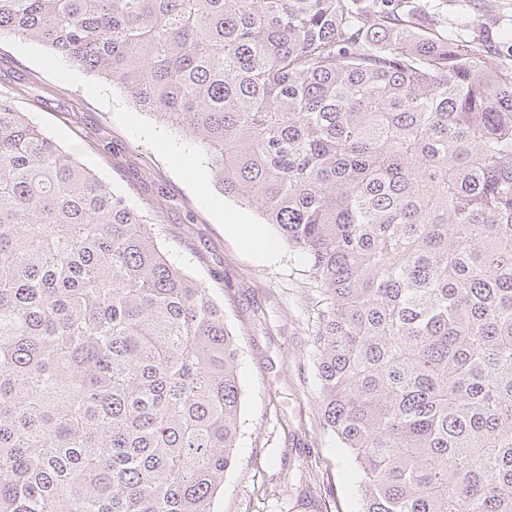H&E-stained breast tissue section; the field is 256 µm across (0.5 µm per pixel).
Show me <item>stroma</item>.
Returning <instances> with one entry per match:
<instances>
[{"label": "stroma", "instance_id": "35a3bbf8", "mask_svg": "<svg viewBox=\"0 0 512 512\" xmlns=\"http://www.w3.org/2000/svg\"><path fill=\"white\" fill-rule=\"evenodd\" d=\"M448 30L507 54L512 0H427ZM0 99L154 222L169 259L203 281L240 341L243 391L238 458L213 512H361L359 475L346 449L320 424L313 335L322 297L303 257L256 210L214 185L198 146L139 112L117 85L0 37ZM233 224L276 244L264 258Z\"/></svg>", "mask_w": 512, "mask_h": 512}]
</instances>
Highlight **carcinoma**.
<instances>
[{"label":"carcinoma","mask_w":512,"mask_h":512,"mask_svg":"<svg viewBox=\"0 0 512 512\" xmlns=\"http://www.w3.org/2000/svg\"><path fill=\"white\" fill-rule=\"evenodd\" d=\"M306 260L362 512H512V58L406 0H0ZM239 339L151 222L0 100V512H212Z\"/></svg>","instance_id":"cac0c4a2"}]
</instances>
